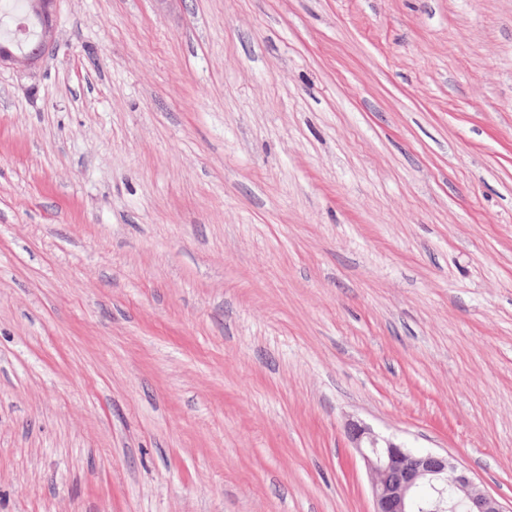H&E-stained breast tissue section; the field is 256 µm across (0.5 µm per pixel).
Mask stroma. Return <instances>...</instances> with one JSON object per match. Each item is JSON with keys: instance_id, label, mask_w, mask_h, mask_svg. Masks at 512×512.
I'll return each mask as SVG.
<instances>
[{"instance_id": "stroma-1", "label": "stroma", "mask_w": 512, "mask_h": 512, "mask_svg": "<svg viewBox=\"0 0 512 512\" xmlns=\"http://www.w3.org/2000/svg\"><path fill=\"white\" fill-rule=\"evenodd\" d=\"M352 422L512 512V0H58L0 68V512H371ZM23 2L19 7L14 8L11 12H5L3 18L1 17V24L4 25V34L2 35V29L0 32V44L1 40L6 38L16 37L13 43L3 41L2 43L7 44L10 48L2 46L0 49V68L10 67L17 68L20 70H32L39 66L41 60L45 56V52L54 46L56 41V28H55V5L57 0H21ZM30 2V9H29ZM24 16V23L30 21L33 24L34 30L31 34L38 29V21L40 22L41 28L39 37L36 41L31 43L27 50L17 53L19 48L25 46L24 39H17V31L11 27L7 22H2L4 18L15 19L17 16ZM37 18V19H36ZM13 51H12V50Z\"/></svg>"}]
</instances>
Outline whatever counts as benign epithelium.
Segmentation results:
<instances>
[{
  "mask_svg": "<svg viewBox=\"0 0 512 512\" xmlns=\"http://www.w3.org/2000/svg\"><path fill=\"white\" fill-rule=\"evenodd\" d=\"M56 2L30 0L31 12L41 25L39 37L20 53L1 47L0 68L32 70L39 66L56 41ZM349 437L371 477L372 512H413L411 507L420 488L435 489L443 483L457 490L467 504V512H503L497 499L482 491L446 455L408 448L357 423L350 424Z\"/></svg>",
  "mask_w": 512,
  "mask_h": 512,
  "instance_id": "obj_1",
  "label": "benign epithelium"
}]
</instances>
